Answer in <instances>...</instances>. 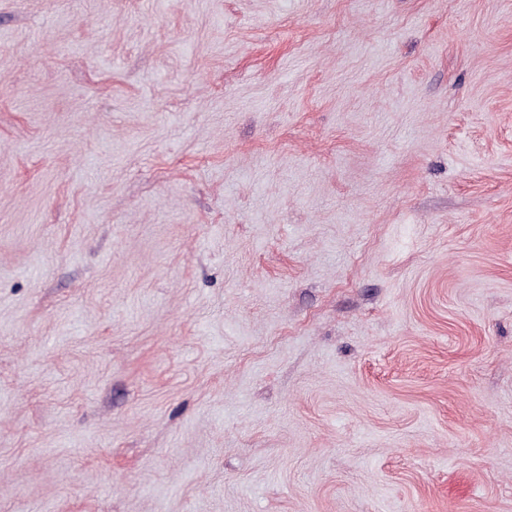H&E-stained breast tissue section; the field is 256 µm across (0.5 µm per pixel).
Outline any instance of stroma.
<instances>
[{
    "mask_svg": "<svg viewBox=\"0 0 512 512\" xmlns=\"http://www.w3.org/2000/svg\"><path fill=\"white\" fill-rule=\"evenodd\" d=\"M0 512H512V0H0Z\"/></svg>",
    "mask_w": 512,
    "mask_h": 512,
    "instance_id": "1",
    "label": "stroma"
}]
</instances>
